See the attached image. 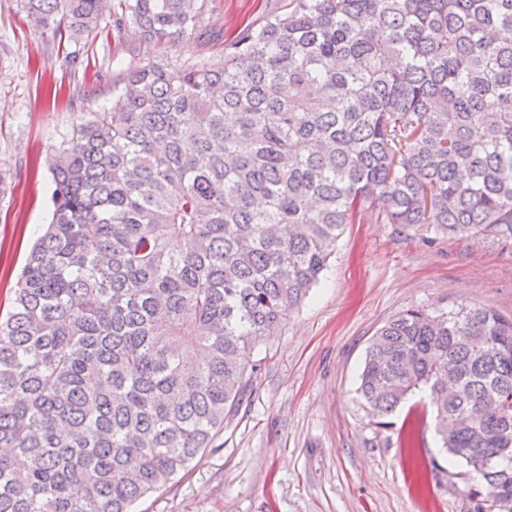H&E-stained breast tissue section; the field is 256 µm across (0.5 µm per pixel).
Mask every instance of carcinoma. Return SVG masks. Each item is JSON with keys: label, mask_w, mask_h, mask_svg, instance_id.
<instances>
[{"label": "carcinoma", "mask_w": 512, "mask_h": 512, "mask_svg": "<svg viewBox=\"0 0 512 512\" xmlns=\"http://www.w3.org/2000/svg\"><path fill=\"white\" fill-rule=\"evenodd\" d=\"M19 2L55 36L101 23L102 0ZM120 8L174 42L207 0ZM121 85L52 159V219L0 318V512H134L172 483L361 208L512 238V0H288L222 60ZM422 389L512 512V317L416 308L380 328L363 406L382 425Z\"/></svg>", "instance_id": "carcinoma-1"}]
</instances>
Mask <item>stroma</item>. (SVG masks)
Segmentation results:
<instances>
[{"mask_svg": "<svg viewBox=\"0 0 512 512\" xmlns=\"http://www.w3.org/2000/svg\"><path fill=\"white\" fill-rule=\"evenodd\" d=\"M286 0H208L199 31L173 45L122 31L53 36L0 0V307L51 221L48 166L79 121L111 110L124 70L216 61L240 30ZM487 307L512 316V240L460 238L388 224L361 209L330 269L259 352L257 374L218 448L196 459L136 512H468L470 469L435 433L429 394L412 395L388 426L357 394L372 337L408 308ZM424 418L419 497L399 432Z\"/></svg>", "mask_w": 512, "mask_h": 512, "instance_id": "35a3bbf8", "label": "stroma"}]
</instances>
